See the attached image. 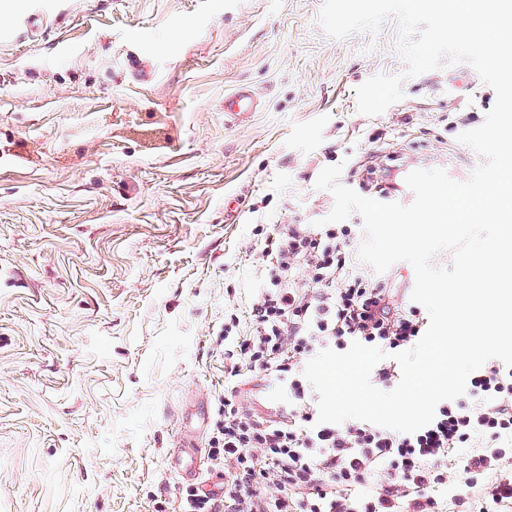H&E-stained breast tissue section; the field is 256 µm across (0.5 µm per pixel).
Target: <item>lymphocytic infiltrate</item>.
<instances>
[{
	"label": "lymphocytic infiltrate",
	"mask_w": 512,
	"mask_h": 512,
	"mask_svg": "<svg viewBox=\"0 0 512 512\" xmlns=\"http://www.w3.org/2000/svg\"><path fill=\"white\" fill-rule=\"evenodd\" d=\"M345 224H287L265 237L255 268L261 294L246 319L224 327V420L208 452L224 473V492L187 490L183 512H436L448 483V451L466 447L465 488L483 512L512 502V369L491 362L460 401L438 404L413 434L367 422L318 423L314 393L299 370L322 349L353 342L389 353L374 372L395 383L392 354L427 329L421 309L357 259ZM279 384L286 402L262 414L240 406L243 378ZM378 482L380 494L370 493Z\"/></svg>",
	"instance_id": "f902f5d3"
}]
</instances>
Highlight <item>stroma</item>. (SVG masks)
<instances>
[{
	"mask_svg": "<svg viewBox=\"0 0 512 512\" xmlns=\"http://www.w3.org/2000/svg\"><path fill=\"white\" fill-rule=\"evenodd\" d=\"M324 0H17L0 22V512H180L209 442L224 319L260 298L263 227L334 206L321 170L467 176L494 90L406 76L397 21L328 37ZM402 76L382 114L355 90ZM245 88L257 111L224 112ZM200 461V448L192 437L183 438L180 447L174 448V462L182 467L187 474L193 476Z\"/></svg>",
	"mask_w": 512,
	"mask_h": 512,
	"instance_id": "stroma-1",
	"label": "stroma"
}]
</instances>
